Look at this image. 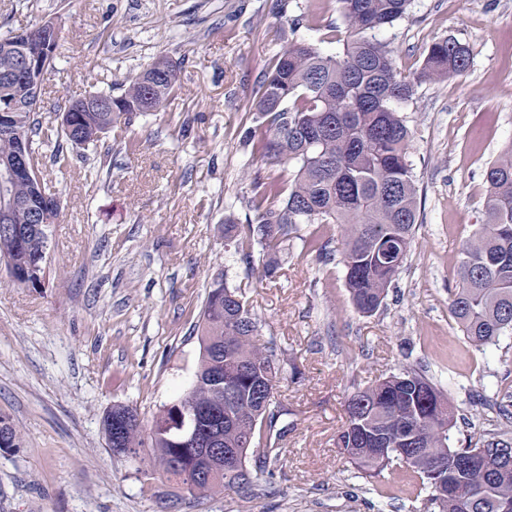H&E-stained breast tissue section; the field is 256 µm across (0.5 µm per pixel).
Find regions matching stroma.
Segmentation results:
<instances>
[{
	"label": "stroma",
	"instance_id": "stroma-1",
	"mask_svg": "<svg viewBox=\"0 0 512 512\" xmlns=\"http://www.w3.org/2000/svg\"><path fill=\"white\" fill-rule=\"evenodd\" d=\"M48 20L60 37L44 103L114 89L162 57L178 63V82L164 111L67 149L66 165L53 145L39 148L61 213L39 287L0 262V416L21 437L0 450V512H159L168 481L114 454L102 419L126 405L148 425L185 392L219 273L282 354L276 398L288 434L251 492L188 496L176 512H433L405 466L362 476L336 441L347 397L404 369L453 408L452 447L512 438V419L497 411L512 403V334L475 349L449 306L462 246L485 221V168L512 145V0H411L374 33L415 79L429 47L448 38L468 46L470 63L416 79L401 106L417 223L370 316L355 309L341 263L311 245L339 241L338 225H299L270 278L262 250L244 259L224 234L255 220V174L292 178L241 137L258 125L259 88L289 42L333 54L349 40L336 0H0L2 39Z\"/></svg>",
	"mask_w": 512,
	"mask_h": 512
}]
</instances>
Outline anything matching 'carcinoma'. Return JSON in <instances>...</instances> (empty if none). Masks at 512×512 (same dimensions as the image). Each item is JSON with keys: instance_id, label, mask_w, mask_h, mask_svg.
<instances>
[{"instance_id": "carcinoma-1", "label": "carcinoma", "mask_w": 512, "mask_h": 512, "mask_svg": "<svg viewBox=\"0 0 512 512\" xmlns=\"http://www.w3.org/2000/svg\"><path fill=\"white\" fill-rule=\"evenodd\" d=\"M346 29L358 38L336 54L293 41L278 55L274 70L261 85L256 111L261 123L247 129L242 144L272 164L292 166L289 189L271 176L253 180L249 206L256 221L236 225L235 244L245 259L254 246L277 253L293 238L299 224H338L342 227L341 263L345 284L356 308L371 314L383 304L388 288L413 243L417 217V189L407 160L410 133L399 105L414 94L415 81H435L460 74L470 60L468 47L448 38L433 43L424 66L413 81L397 67L386 45L367 33L392 25L410 0H336ZM22 40L17 34L0 39V113L12 109L14 94L4 90L3 78L16 65L10 46ZM177 65L163 58L129 79L121 93L96 92L90 97L112 102L115 111L88 112L84 100H67L72 131L37 121L42 100L26 101L18 109L23 137L30 147L33 180L14 186L22 197L35 192L40 178V158L35 144L57 142L55 161L66 160L63 143L88 147L100 138L93 127H118L120 118L161 111L175 91ZM488 185L486 222L463 244L450 310L467 342L480 349L512 332V146L490 162L484 174ZM48 227H34L26 239L27 252L40 255L48 242ZM20 256L14 239L0 233V260L11 264ZM259 326L241 292L216 279L203 309L200 361L188 391L156 415L150 427L132 416L121 427L124 448H136L166 479L179 485L174 459L193 463L192 453L179 443L180 409L196 406L210 412L199 420L201 428L221 426L224 447L251 439L246 454L258 467L280 461L285 435L279 426L283 409L268 401L255 419H239L224 426V417L249 408L252 386L273 381L279 367L275 345L257 343ZM224 371L234 363L249 373L235 376L237 400L206 382L218 361ZM346 422L338 438L340 448L358 472L378 476L401 462L403 437L412 432L419 448V468L412 470L418 492L429 493L438 512H494V504H512V473L502 475L477 463L464 469L458 461L486 446L512 447V439L468 440L462 448L449 445L453 412L439 391L415 372L391 374L374 385L354 392L345 404ZM0 441L18 447L14 425L0 417Z\"/></svg>"}]
</instances>
